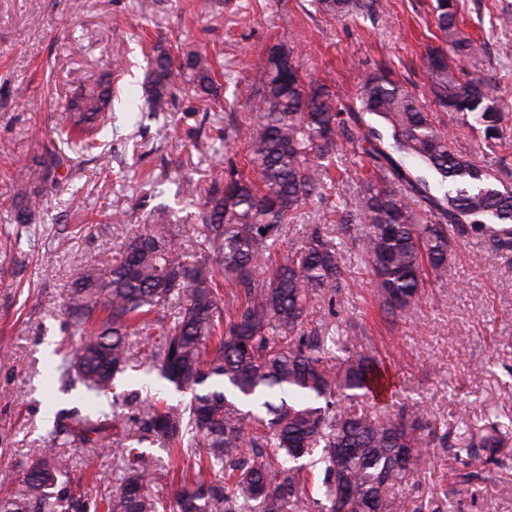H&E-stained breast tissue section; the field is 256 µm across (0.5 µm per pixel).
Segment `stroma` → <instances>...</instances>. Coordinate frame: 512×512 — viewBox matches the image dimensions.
<instances>
[{
    "mask_svg": "<svg viewBox=\"0 0 512 512\" xmlns=\"http://www.w3.org/2000/svg\"><path fill=\"white\" fill-rule=\"evenodd\" d=\"M459 2L460 25L476 45L463 68L488 81L502 115L503 144L492 150L482 129H458L455 115L435 104L427 72L438 44L434 0H381L353 19L324 13L317 0H0V492L58 420L87 413L78 390L60 382L58 355L43 352L66 337L61 307L79 262L119 257L135 228L118 217L133 212L201 252L202 225L192 214L217 161L240 165L247 156L251 97L271 46L287 45L304 80L329 86L345 104L368 75L384 71L417 95L458 150L512 177V0ZM155 44L175 54L208 51L216 107L187 83L171 111L150 112L144 83ZM114 65L123 70L122 102L97 135L111 178L94 153L72 155L46 187L35 224L10 223L26 164L65 122L68 101ZM342 163L348 185L309 201L287 238L303 236L321 207L354 215L365 172L352 150ZM187 180L194 196L184 193ZM340 250L346 286L335 306L309 311L308 330L347 337L351 351L376 356L396 384L395 405L420 402L431 427L448 436L409 475L407 512H512V255L464 239L443 280L428 277L414 308L392 315L379 308L360 242L342 239ZM488 435L500 442L490 454L478 446ZM59 454L87 502L116 486L111 453L70 444ZM488 454L492 463L477 466L480 481L457 483L464 463Z\"/></svg>",
    "mask_w": 512,
    "mask_h": 512,
    "instance_id": "35a3bbf8",
    "label": "stroma"
}]
</instances>
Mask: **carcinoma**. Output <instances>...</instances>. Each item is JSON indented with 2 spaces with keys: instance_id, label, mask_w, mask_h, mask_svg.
<instances>
[{
  "instance_id": "carcinoma-1",
  "label": "carcinoma",
  "mask_w": 512,
  "mask_h": 512,
  "mask_svg": "<svg viewBox=\"0 0 512 512\" xmlns=\"http://www.w3.org/2000/svg\"><path fill=\"white\" fill-rule=\"evenodd\" d=\"M323 12L355 18L378 0H319ZM442 45L428 55L431 92L458 127L482 126L494 147L501 113L489 85L463 79L448 63L475 52L458 21V0H435ZM258 81L249 123V172L216 164L212 193L196 218L205 253L186 252L174 236L147 227L121 257L80 266L64 300L68 339L62 383L113 396L117 376L132 367L130 337L160 330L144 374L162 388L190 393L170 405L145 404L140 437L114 436L119 420L103 415L58 427L0 495V512H85L56 452L59 443L116 450L119 484L95 508L103 512H404L400 488L425 463L426 448L446 443L417 403L373 416L347 405L384 397L391 374L372 357L328 336H308L310 308L333 303L344 267L328 232L335 212L322 209L306 238L283 250V233L308 200L348 182L339 167L344 142L371 172L363 179L355 222L339 225L362 252L376 293L390 313L410 310L426 275L443 276L452 245L483 239L491 252H512V187L501 171L453 149L417 97L383 72L366 77L360 106L337 104L316 82L303 84L293 53ZM212 95L208 54L176 60L153 48L145 91L150 111L170 110L178 81ZM112 79L84 89L67 105L70 126L57 130L13 201V223L33 224L39 189L68 162L62 145L91 149L95 122L112 111ZM370 116L375 124L366 122ZM360 125L358 134L349 123ZM336 174H330L331 167ZM231 293L224 294V286ZM165 450L177 471L143 447ZM307 459L323 465L309 488Z\"/></svg>"
}]
</instances>
